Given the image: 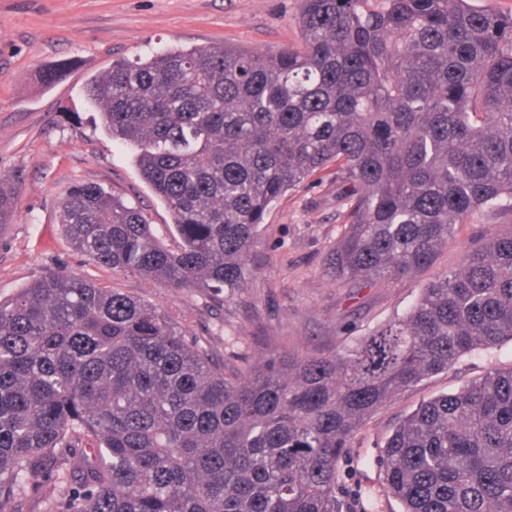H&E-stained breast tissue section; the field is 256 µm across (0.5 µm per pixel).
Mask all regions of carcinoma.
Here are the masks:
<instances>
[{"instance_id":"obj_1","label":"carcinoma","mask_w":512,"mask_h":512,"mask_svg":"<svg viewBox=\"0 0 512 512\" xmlns=\"http://www.w3.org/2000/svg\"><path fill=\"white\" fill-rule=\"evenodd\" d=\"M302 43L115 60L85 87L172 223L95 183L59 213L78 251L179 292L245 286L271 208L330 170L336 280L432 263L478 211L512 213V15L469 0H302ZM14 197L0 175V224ZM512 341V230L345 349L224 359L170 313L82 276L0 300V512H347L338 462L365 419ZM402 512H512V366L432 398L383 446Z\"/></svg>"}]
</instances>
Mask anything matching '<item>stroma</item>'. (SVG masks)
<instances>
[{"mask_svg": "<svg viewBox=\"0 0 512 512\" xmlns=\"http://www.w3.org/2000/svg\"><path fill=\"white\" fill-rule=\"evenodd\" d=\"M301 7V0H0V174L18 188L14 219L0 226V300L65 271L167 309L228 362L281 343L302 353L334 352L405 314L432 271L455 267L476 239L512 225V214L478 212L456 225L431 269L374 284L339 282L330 258L346 208L330 173L281 198L251 249L245 288L218 303L205 289L175 292L112 272L70 245L58 222L59 203L77 182L99 184L136 204L156 227L171 221L129 149L112 140L88 107L87 80L115 59L169 45L272 52L298 46ZM53 68L59 76L45 83ZM509 366L511 342L474 352L371 414L338 465L337 496L352 512H400L382 486L385 438L422 402Z\"/></svg>", "mask_w": 512, "mask_h": 512, "instance_id": "stroma-1", "label": "stroma"}]
</instances>
